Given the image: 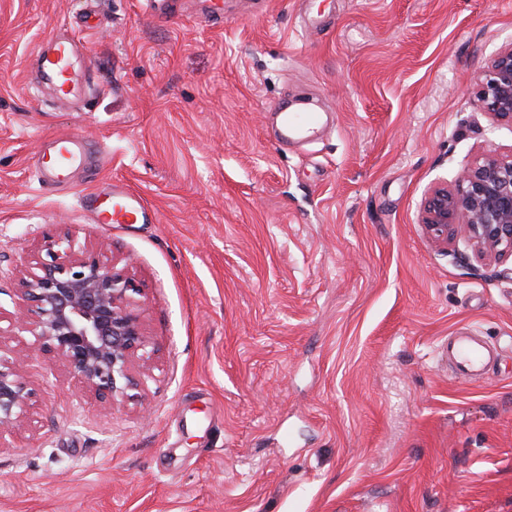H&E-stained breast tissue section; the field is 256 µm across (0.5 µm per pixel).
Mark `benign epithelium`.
<instances>
[{
    "mask_svg": "<svg viewBox=\"0 0 512 512\" xmlns=\"http://www.w3.org/2000/svg\"><path fill=\"white\" fill-rule=\"evenodd\" d=\"M476 97L497 121L512 123V44L500 49L476 77ZM423 224L439 244L459 233L480 257L512 259V156L488 155L463 167L454 187L425 198ZM40 272L20 279L31 314L17 316L34 341L13 357L0 356V449L26 417L32 391L25 362L49 355L86 393L111 409L138 399L134 390L151 374V342L130 308L135 280L114 264L76 248L70 234L52 240Z\"/></svg>",
    "mask_w": 512,
    "mask_h": 512,
    "instance_id": "benign-epithelium-1",
    "label": "benign epithelium"
}]
</instances>
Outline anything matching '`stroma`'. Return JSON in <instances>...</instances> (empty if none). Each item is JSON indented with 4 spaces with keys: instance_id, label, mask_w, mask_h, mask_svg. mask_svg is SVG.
Here are the masks:
<instances>
[{
    "instance_id": "35a3bbf8",
    "label": "stroma",
    "mask_w": 512,
    "mask_h": 512,
    "mask_svg": "<svg viewBox=\"0 0 512 512\" xmlns=\"http://www.w3.org/2000/svg\"><path fill=\"white\" fill-rule=\"evenodd\" d=\"M0 0V352L29 341L18 278L71 233L141 289L143 405L104 408L46 357L0 450V512H512V264L432 243L426 192L512 127L470 78L512 43V0ZM66 28L89 73L40 83ZM302 98L335 122L270 136ZM92 165L43 188L49 137ZM130 186L150 224L81 199ZM497 348L465 381L440 347Z\"/></svg>"
}]
</instances>
